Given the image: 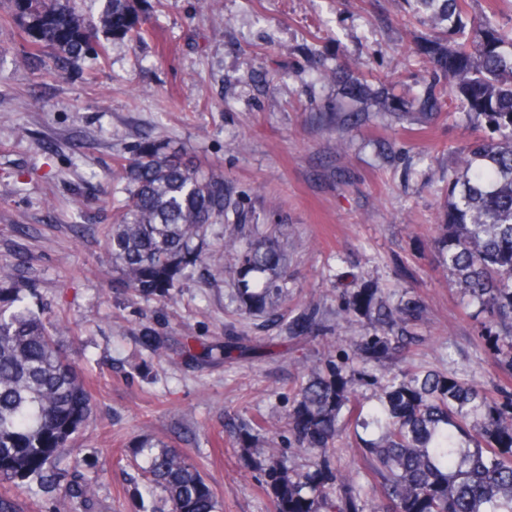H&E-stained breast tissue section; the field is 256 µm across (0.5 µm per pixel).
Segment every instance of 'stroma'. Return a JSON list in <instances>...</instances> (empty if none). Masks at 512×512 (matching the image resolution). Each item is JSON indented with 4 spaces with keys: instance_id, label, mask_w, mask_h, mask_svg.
I'll return each instance as SVG.
<instances>
[{
    "instance_id": "1",
    "label": "stroma",
    "mask_w": 512,
    "mask_h": 512,
    "mask_svg": "<svg viewBox=\"0 0 512 512\" xmlns=\"http://www.w3.org/2000/svg\"><path fill=\"white\" fill-rule=\"evenodd\" d=\"M150 33L65 72L16 67L29 38L0 24V261L18 270L88 377L91 420L74 444L104 472L96 512H139L143 442L186 452L217 512H272L262 436L243 424L284 421L308 364L328 344L363 336L343 320L352 289L423 305L424 336L390 369L480 380L501 397L481 325L439 264L455 150L477 133L455 114L431 119L419 101L445 91L423 56L446 52L448 21L416 0H136ZM180 149L224 174V224L212 225L204 266L171 301L134 297L105 276L108 224L126 192L103 182L141 142ZM275 236L288 268L265 307L245 305L223 275L221 244ZM158 336L160 347L143 340ZM193 343L268 345L255 361L191 359ZM373 477L354 434L322 458L288 455V474L316 466Z\"/></svg>"
}]
</instances>
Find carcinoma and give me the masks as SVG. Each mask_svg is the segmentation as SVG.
Returning <instances> with one entry per match:
<instances>
[{
  "label": "carcinoma",
  "mask_w": 512,
  "mask_h": 512,
  "mask_svg": "<svg viewBox=\"0 0 512 512\" xmlns=\"http://www.w3.org/2000/svg\"><path fill=\"white\" fill-rule=\"evenodd\" d=\"M10 0L8 19L31 37L17 59L23 67L66 71L102 50L100 35L142 38L135 0ZM448 19L447 56L428 63L448 80V111L474 116L484 135L459 151L461 173L448 194L438 257L456 277V288L476 307L484 341L512 384V23L501 21L497 2L474 19L467 0H441ZM127 198L104 239L105 251L132 293L170 297L184 272L210 250L208 230L224 220V174L196 167L162 143L140 144L114 169ZM224 272L237 277L242 296L264 305L287 275L269 239L242 250L224 235ZM14 266L0 265V512H20L18 497L46 486L56 492L53 512H93L96 480L80 474L84 459L74 438L92 414V395L78 365L59 343V326L30 302ZM364 309L370 333L336 346V364L325 374L303 367L305 383L287 415L299 453H322L349 429L361 439L381 496L371 512H512V394L488 398L481 385L416 370L388 376L375 403L358 401L342 377L357 361L379 365L403 357L422 338L412 331L423 308L411 298L390 304L357 290L346 316ZM231 362L260 355L259 347L227 341L202 356ZM270 438L267 483L274 512H362L361 488L346 474L288 478L278 427L258 423ZM149 512H216L210 486L183 452L141 447Z\"/></svg>",
  "instance_id": "cac0c4a2"
}]
</instances>
